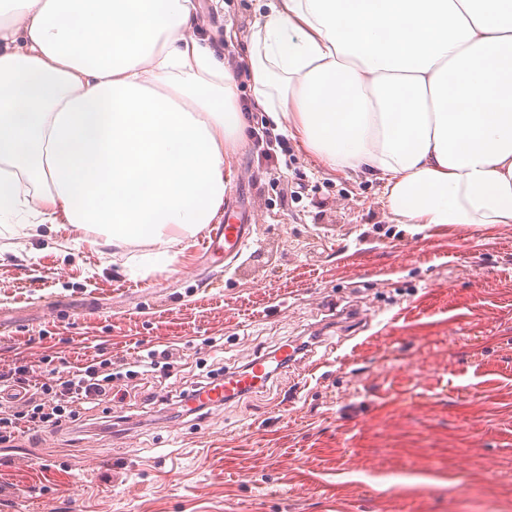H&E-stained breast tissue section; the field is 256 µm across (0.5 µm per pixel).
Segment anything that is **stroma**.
<instances>
[{"label": "stroma", "mask_w": 512, "mask_h": 512, "mask_svg": "<svg viewBox=\"0 0 512 512\" xmlns=\"http://www.w3.org/2000/svg\"><path fill=\"white\" fill-rule=\"evenodd\" d=\"M194 33L242 68L262 0H197ZM253 136L229 144L227 200L256 217L231 264L200 237L172 265L131 275L84 230L0 223V370L69 371L100 353L170 350L153 377L115 381L77 421L0 447V512H512V224L397 222L383 185L322 166L294 139L272 155L241 79ZM339 360L295 364L207 415L152 395L196 387L295 338ZM129 416L127 429L110 428Z\"/></svg>", "instance_id": "1"}]
</instances>
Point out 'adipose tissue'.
<instances>
[{"mask_svg": "<svg viewBox=\"0 0 512 512\" xmlns=\"http://www.w3.org/2000/svg\"><path fill=\"white\" fill-rule=\"evenodd\" d=\"M256 103L404 224H512V0H270ZM196 0H0V222L173 245L222 212L245 140L238 70Z\"/></svg>", "mask_w": 512, "mask_h": 512, "instance_id": "adipose-tissue-1", "label": "adipose tissue"}]
</instances>
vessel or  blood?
<instances>
[{"label":"vessel or blood","mask_w":512,"mask_h":512,"mask_svg":"<svg viewBox=\"0 0 512 512\" xmlns=\"http://www.w3.org/2000/svg\"><path fill=\"white\" fill-rule=\"evenodd\" d=\"M253 234V227L243 219L213 224L203 247L207 251L222 250L225 257L234 259L247 247ZM301 353L296 341L281 345L273 353L253 360L247 367L225 373L224 382L216 389L203 394L204 402L211 406H220L259 389L267 384L272 366L280 361L297 362Z\"/></svg>","instance_id":"b4317fda"}]
</instances>
